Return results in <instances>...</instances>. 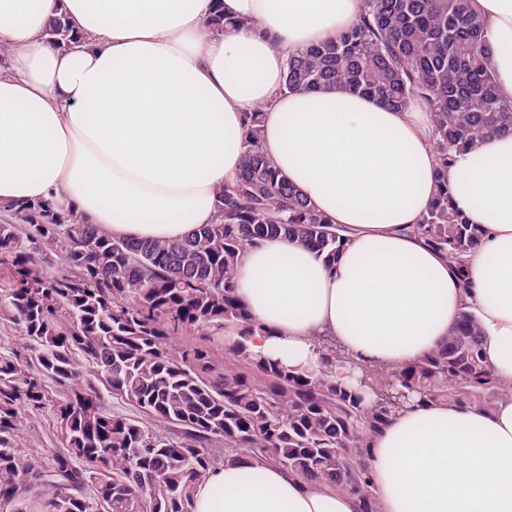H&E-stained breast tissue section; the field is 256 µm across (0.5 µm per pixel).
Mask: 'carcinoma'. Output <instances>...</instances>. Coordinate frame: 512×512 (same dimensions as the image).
<instances>
[{"mask_svg": "<svg viewBox=\"0 0 512 512\" xmlns=\"http://www.w3.org/2000/svg\"><path fill=\"white\" fill-rule=\"evenodd\" d=\"M47 35L70 47L68 27ZM484 20L470 0H364L360 20L335 41L287 62L284 88L340 85L399 109L423 99L434 119L438 176L488 135L512 133V101L497 90ZM236 180L218 192L216 222L177 242L114 239L47 203L5 206L0 224V318L21 326L20 347L0 354V504L34 512L22 478H37L39 512H193L197 482L233 456L270 459L311 481L366 493L373 435L412 397L492 408L502 396L482 354V331L464 309L448 341L419 362L362 369V395L321 367L257 359L247 336L219 370L207 346L171 348L245 319L235 294L239 255L283 234L336 259L329 224L264 155L259 113ZM426 245L462 266L478 244L448 187L416 227ZM58 254L64 269L48 274ZM140 417L114 415L102 391ZM55 406L52 459L21 454L20 433ZM224 442V447L214 444ZM93 489L87 496L86 488Z\"/></svg>", "mask_w": 512, "mask_h": 512, "instance_id": "cac0c4a2", "label": "carcinoma"}]
</instances>
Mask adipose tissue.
I'll use <instances>...</instances> for the list:
<instances>
[{"instance_id":"1","label":"adipose tissue","mask_w":512,"mask_h":512,"mask_svg":"<svg viewBox=\"0 0 512 512\" xmlns=\"http://www.w3.org/2000/svg\"><path fill=\"white\" fill-rule=\"evenodd\" d=\"M512 101V0H471ZM363 0H0V206L49 203L115 238L178 241L216 219L238 175L246 116L262 149L344 230L334 264L270 237L240 255L249 347L299 368L400 369L438 350L462 308L503 395L489 410L412 401L367 456L379 512H512V134L435 176L428 105L391 109L336 86L283 89L289 56L354 25ZM69 24L53 44L50 19ZM225 21L223 32L212 22ZM476 228L464 268L411 228L441 187ZM194 512H363L361 498L240 458L198 482Z\"/></svg>"}]
</instances>
